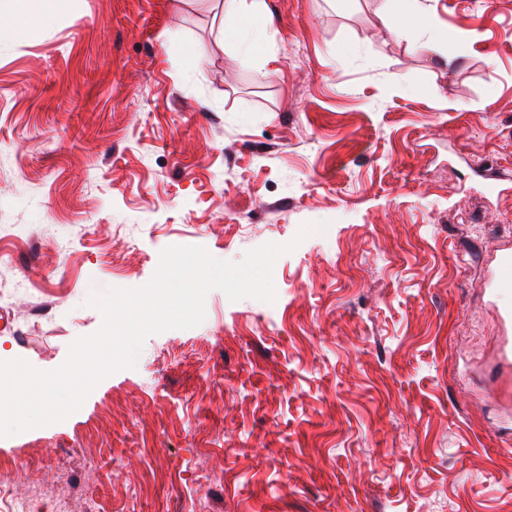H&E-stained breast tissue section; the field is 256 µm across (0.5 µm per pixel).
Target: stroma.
Here are the masks:
<instances>
[{"label":"stroma","instance_id":"1","mask_svg":"<svg viewBox=\"0 0 512 512\" xmlns=\"http://www.w3.org/2000/svg\"><path fill=\"white\" fill-rule=\"evenodd\" d=\"M266 53L212 0H43L0 35V249L49 317L0 306L51 372L187 242H271L275 299L205 300L63 420L0 435L100 512H512V376L482 293L512 247V0H422L453 69L380 0H265ZM326 229L299 238L303 226ZM40 236L41 250L27 246Z\"/></svg>","mask_w":512,"mask_h":512}]
</instances>
